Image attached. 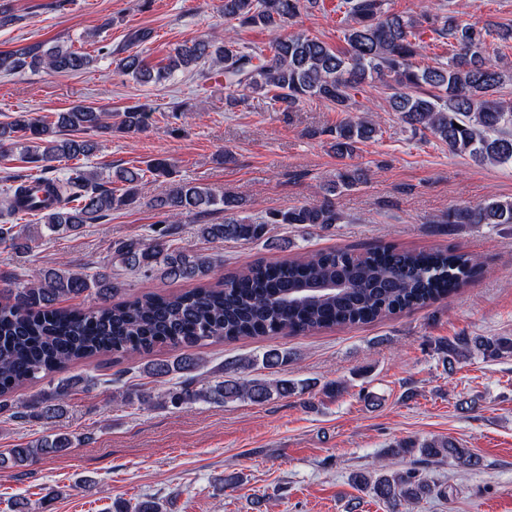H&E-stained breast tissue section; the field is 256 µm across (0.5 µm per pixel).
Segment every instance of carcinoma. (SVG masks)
<instances>
[{
  "mask_svg": "<svg viewBox=\"0 0 512 512\" xmlns=\"http://www.w3.org/2000/svg\"><path fill=\"white\" fill-rule=\"evenodd\" d=\"M318 0H222L224 21L240 27L281 29L288 22L316 7ZM387 0H339L350 24L345 33L347 48L333 50L317 37L303 32L276 40L269 53L246 50L232 34L224 40L196 39L176 46L167 65L154 69L140 53L132 51L116 62V69L143 84L159 83L180 69L201 62L224 65L226 101L239 102L238 89L271 94L274 103L291 111L308 98H317L341 112L350 111V91L367 80H378L390 91L391 111L412 130L428 132L456 154L494 164H512V103L498 96V89L512 76L508 58L493 63L485 55L487 40L512 43V26L460 23L452 16L440 17L432 29L451 41L454 53L436 66L418 67L412 59L422 48L423 32L417 21L385 9ZM98 55L69 44L34 43L0 52V73L48 69L57 73L89 69ZM150 112L142 105L126 107L112 122V112L91 105H75L58 114L55 122L32 112H19L0 122V153L20 146L26 163L48 172L67 158L88 157L98 148L95 136L112 128L126 132L148 127ZM77 130L81 139L63 136ZM380 131L370 116L348 117L334 130L332 148L340 159L352 158L357 145ZM154 179H170L172 164L165 158L132 166L116 173L123 192L99 182L82 167H73L59 177L8 175L0 195L11 214L19 213L33 199L31 182L45 185L43 207H31L49 235H76L87 224H98L113 209L138 201V186L146 173ZM358 165L339 171L336 179L322 185V199L314 203L269 212L258 220L242 215L244 199L232 193L218 195L209 187L178 182L154 200L164 227L148 239L115 241L112 261L129 270L156 277L162 282L195 280L197 285L179 293L148 292L132 299L114 301L118 286L108 267L85 270H36L21 280L0 277V411L4 397L71 365L100 356H132L169 346L186 351L169 362H156L148 374L163 379L172 372L185 375L161 395L141 386L124 393L125 399L142 405L189 406L199 401L224 404L247 400L264 403L274 397L295 394L288 379L244 378L241 373L255 361L230 365L237 373L214 384L203 383L188 373L195 369L191 351L210 342L255 336L299 334L322 328L352 326L382 321L405 310L426 307L451 297L462 284L481 274L477 261L454 248L432 252L386 247L366 254L331 250L276 263H253L211 281L213 267L207 256L174 246L173 219L187 214L224 213L220 223L199 226L209 240L255 242L263 239L271 224H320L341 221L335 196L365 180ZM449 224H512V200L489 198L470 208L448 214ZM41 235H32L20 224H0V245L19 253L39 247ZM84 293L95 294L99 303L88 308H58L56 303ZM469 345V339L439 343L438 350L452 358ZM478 347L490 356L512 353V341L480 340ZM286 350L273 348L261 359L265 369L288 364ZM82 380L34 394L20 412L47 424L62 411L72 388ZM65 434L52 433L34 447L11 448L0 454V464L29 466L40 456L56 455L71 448ZM393 456L419 454L427 465L452 460L460 467H476L480 459L452 438L423 441L402 440L389 450ZM378 463L373 473L354 475L353 481L377 499L396 508L417 504L432 492L426 469L412 468L386 473Z\"/></svg>",
  "mask_w": 512,
  "mask_h": 512,
  "instance_id": "carcinoma-1",
  "label": "carcinoma"
}]
</instances>
